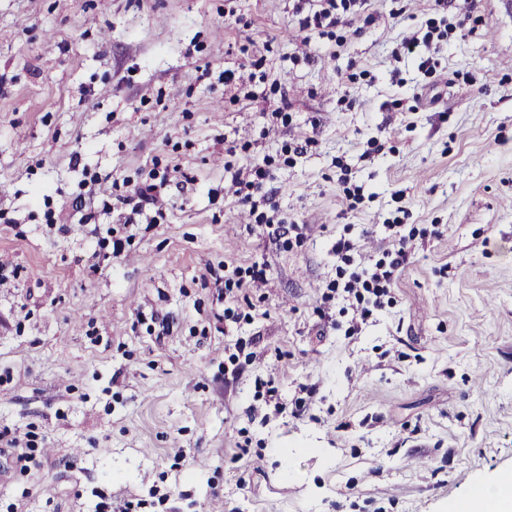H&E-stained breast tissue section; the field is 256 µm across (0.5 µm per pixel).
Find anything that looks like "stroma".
Here are the masks:
<instances>
[{"label": "stroma", "mask_w": 512, "mask_h": 512, "mask_svg": "<svg viewBox=\"0 0 512 512\" xmlns=\"http://www.w3.org/2000/svg\"><path fill=\"white\" fill-rule=\"evenodd\" d=\"M303 3L0 0V512H448L512 472V8L363 0L306 45ZM300 143L288 249L224 165ZM403 206L426 236L349 335L333 246L370 264ZM228 261L266 268L229 330ZM159 186L155 183H143L134 191L133 195L128 198H123V201L134 203L132 211L134 214H143L147 206H156L158 203V190Z\"/></svg>", "instance_id": "35a3bbf8"}]
</instances>
